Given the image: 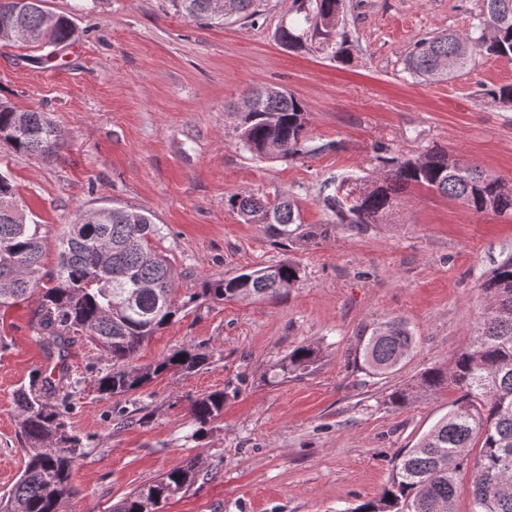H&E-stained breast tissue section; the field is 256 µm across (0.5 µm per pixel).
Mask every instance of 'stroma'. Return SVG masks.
<instances>
[{"instance_id":"stroma-1","label":"stroma","mask_w":512,"mask_h":512,"mask_svg":"<svg viewBox=\"0 0 512 512\" xmlns=\"http://www.w3.org/2000/svg\"><path fill=\"white\" fill-rule=\"evenodd\" d=\"M480 0H343L338 31L350 59L321 36L291 49L278 38L296 20L295 0H259L252 19L221 24L179 12L173 0H45L72 20L74 43L44 63L45 48L0 42V102L47 113L68 134L49 158L0 142L26 221L47 227L45 270L77 212L141 210L159 224L158 248L175 292L203 280L289 259L302 280L283 300L197 301L139 353L153 362L188 344L213 358L200 371L165 374L132 396L97 389L109 364L77 341L66 365L80 379L67 401L86 457L60 512H110L131 490L185 460L197 484L161 512H349L380 493L398 456L448 414L453 387L404 407L387 394L425 368L447 365L485 313L479 285L512 256V214L476 213L459 200L412 186L383 224L346 226L318 245L282 250L242 223L234 195H289L307 224H323L325 188L375 176L383 152L413 158L440 148L512 187V109L490 86L512 84V60L476 56L448 79L413 78L406 59L431 33L466 32ZM281 87L310 111L313 153L257 159L238 137L235 108L248 90ZM417 340L384 379L347 362L359 337L390 319ZM36 299L0 316V494L24 468L16 390L57 363L37 328ZM300 346L317 362L278 376ZM221 390L223 417L197 433L188 401Z\"/></svg>"}]
</instances>
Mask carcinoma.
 Returning a JSON list of instances; mask_svg holds the SVG:
<instances>
[{
    "label": "carcinoma",
    "mask_w": 512,
    "mask_h": 512,
    "mask_svg": "<svg viewBox=\"0 0 512 512\" xmlns=\"http://www.w3.org/2000/svg\"><path fill=\"white\" fill-rule=\"evenodd\" d=\"M175 2L186 14L208 20L257 15L256 0ZM341 2L301 0L302 22L281 28L280 40L299 48L308 35H320L336 58L346 61V40H333ZM45 15L43 0H0V27L20 35L37 34L30 44L56 48L74 39L69 18L61 16L49 28ZM478 53L512 59V0H481L470 31L442 32L416 42L407 60L408 71L425 80L446 77L448 70L442 65L448 60H455L460 71ZM487 96L511 106L512 85L495 86ZM242 102L240 142L253 156L276 159L318 151L308 145L309 111L296 96L266 89L245 93ZM0 138L19 153L50 157L65 134L43 112H20L0 104ZM377 160L382 163L380 184L366 196L357 199L350 189L323 197L332 217L326 224L304 223L296 203L286 197L271 203L237 195L230 205L244 223L262 226L274 243L290 248L316 244L338 224L364 231L371 224L384 223L409 185L460 199L476 213L512 212L511 188L444 151L430 150L416 159L379 156ZM43 228L20 218L11 178L0 171V308L37 294L39 333L48 353L57 354L62 364L81 337L94 342L111 362L97 380L98 390L110 396L134 393L169 371L192 373L209 364L211 354L199 345L177 349L152 364L136 363L141 346L189 305L201 298L277 301L301 279L298 265L283 262L206 279L200 291L179 301L173 268L153 246L161 227L144 211L103 207L89 221L81 213L69 225L59 242L57 268L49 278L52 285L42 288ZM480 288L487 312L470 343L448 367H428L413 383L387 395L389 404L403 407L418 392L448 385L461 391L455 408L400 455L381 492L351 512H456V475L468 468L475 512H512V257L495 267ZM415 344L405 322L393 319L370 336L360 337L347 359L366 376L377 378L396 372ZM316 355L311 347H298L280 370L285 374L306 370L316 362ZM64 388L75 389L65 367L56 378L36 374L16 392L26 462L8 494L0 496V512H58L61 501L71 494L72 471L86 451L65 411L52 404ZM225 401L222 391L190 401L198 431L224 414ZM473 448L478 454L472 460ZM198 476L195 461L177 464L154 482L132 490L112 505L111 512H159L162 503L193 487Z\"/></svg>",
    "instance_id": "carcinoma-1"
}]
</instances>
